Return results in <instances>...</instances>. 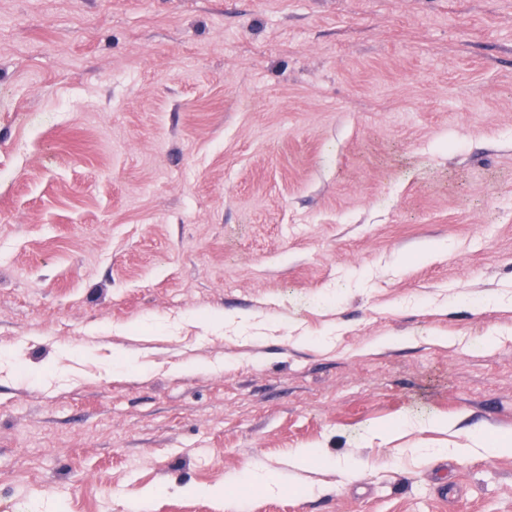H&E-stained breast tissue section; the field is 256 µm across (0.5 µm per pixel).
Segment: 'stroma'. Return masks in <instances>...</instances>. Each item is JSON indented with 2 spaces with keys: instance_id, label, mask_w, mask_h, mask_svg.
<instances>
[{
  "instance_id": "obj_1",
  "label": "stroma",
  "mask_w": 512,
  "mask_h": 512,
  "mask_svg": "<svg viewBox=\"0 0 512 512\" xmlns=\"http://www.w3.org/2000/svg\"><path fill=\"white\" fill-rule=\"evenodd\" d=\"M481 434L512 0H0V512H512ZM259 473L256 472L252 466H247L241 472L225 477L224 479V494L216 493L215 498L220 502V507L224 508L226 512H241L243 511V499L231 489L243 484H247L257 478Z\"/></svg>"
}]
</instances>
